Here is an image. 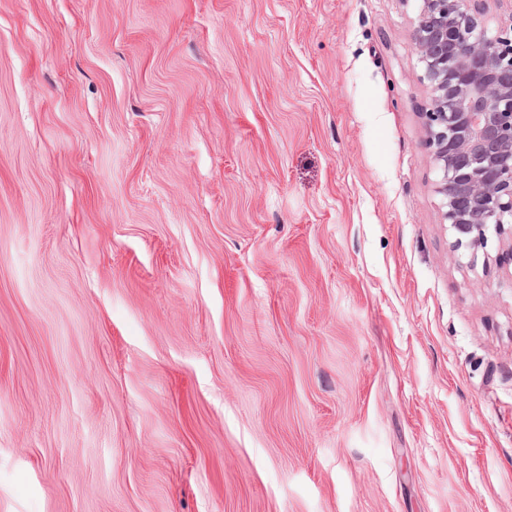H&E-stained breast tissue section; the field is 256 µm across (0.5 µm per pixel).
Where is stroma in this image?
Returning a JSON list of instances; mask_svg holds the SVG:
<instances>
[{
    "label": "stroma",
    "instance_id": "obj_1",
    "mask_svg": "<svg viewBox=\"0 0 512 512\" xmlns=\"http://www.w3.org/2000/svg\"><path fill=\"white\" fill-rule=\"evenodd\" d=\"M422 7L0 0V512H512Z\"/></svg>",
    "mask_w": 512,
    "mask_h": 512
}]
</instances>
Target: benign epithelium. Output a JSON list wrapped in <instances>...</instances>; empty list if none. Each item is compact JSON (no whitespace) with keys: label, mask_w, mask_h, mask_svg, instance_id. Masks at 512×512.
<instances>
[{"label":"benign epithelium","mask_w":512,"mask_h":512,"mask_svg":"<svg viewBox=\"0 0 512 512\" xmlns=\"http://www.w3.org/2000/svg\"><path fill=\"white\" fill-rule=\"evenodd\" d=\"M512 12L498 33L477 0H424L415 42L432 89L424 113L437 186L452 228L481 246L512 232Z\"/></svg>","instance_id":"obj_1"}]
</instances>
